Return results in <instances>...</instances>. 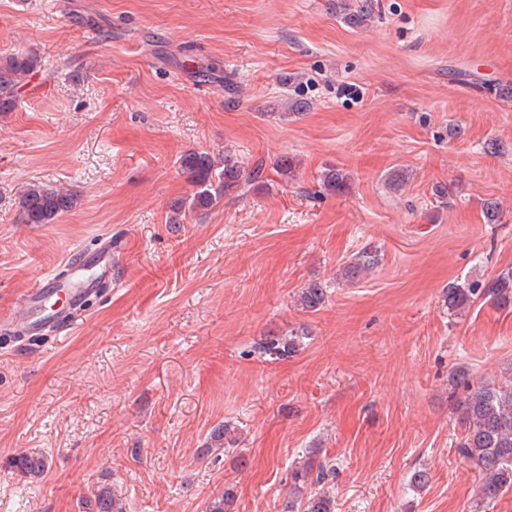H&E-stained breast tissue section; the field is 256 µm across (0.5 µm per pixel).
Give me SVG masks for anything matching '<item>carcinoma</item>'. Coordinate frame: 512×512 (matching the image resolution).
Returning a JSON list of instances; mask_svg holds the SVG:
<instances>
[{"label":"carcinoma","instance_id":"carcinoma-1","mask_svg":"<svg viewBox=\"0 0 512 512\" xmlns=\"http://www.w3.org/2000/svg\"><path fill=\"white\" fill-rule=\"evenodd\" d=\"M336 14L344 23L361 27L374 17L373 0H336ZM38 56L34 52L14 54L0 59V112L14 110L22 89L38 69ZM182 171L187 173L193 192L177 209L172 223H181L185 213L213 210L224 204L227 197H238L246 187L264 181L266 165L259 159L245 163L237 154L226 150L217 161L206 151H189L181 159ZM409 178L401 166L390 170L384 182L388 190L401 191ZM351 189V175L344 169L330 165L318 179L313 195L339 196ZM78 206V198L59 185L33 182L19 197V220L23 224H52L58 216ZM379 252L366 247L345 262L344 277L354 279L362 272L378 265ZM445 296L448 310L461 312L480 299L496 309L512 308V267L484 282L453 281ZM327 298L326 289L317 282L308 284L300 295L301 305L309 312L322 308ZM308 331L293 330L288 335L266 336L258 343L260 352L272 360L292 357L301 348ZM455 385L464 389L455 411L462 429L458 454L478 468L482 475V493L493 499L512 490V383L494 387L472 385L462 370L452 373ZM226 425L215 426L210 443L202 452L209 453L224 447ZM14 465L27 475L39 477L49 468L46 456L22 453L15 457ZM334 468L320 460V450L312 448L305 463L289 474L291 492L283 512H336V499L324 489ZM234 488L226 487L207 505L206 512H230ZM80 512H125L122 498L109 485L98 487L93 500H81Z\"/></svg>","mask_w":512,"mask_h":512}]
</instances>
